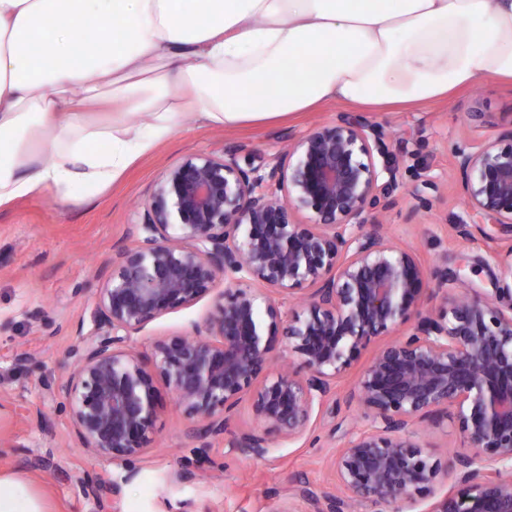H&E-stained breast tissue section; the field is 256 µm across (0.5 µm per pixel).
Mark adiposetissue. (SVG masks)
<instances>
[{
  "label": "adipose tissue",
  "mask_w": 512,
  "mask_h": 512,
  "mask_svg": "<svg viewBox=\"0 0 512 512\" xmlns=\"http://www.w3.org/2000/svg\"><path fill=\"white\" fill-rule=\"evenodd\" d=\"M485 80L512 84V0H0V207L96 195L187 117L390 112Z\"/></svg>",
  "instance_id": "adipose-tissue-1"
}]
</instances>
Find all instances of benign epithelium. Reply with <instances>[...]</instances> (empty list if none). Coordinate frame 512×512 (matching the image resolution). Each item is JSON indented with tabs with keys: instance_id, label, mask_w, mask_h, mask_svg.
<instances>
[{
	"instance_id": "obj_1",
	"label": "benign epithelium",
	"mask_w": 512,
	"mask_h": 512,
	"mask_svg": "<svg viewBox=\"0 0 512 512\" xmlns=\"http://www.w3.org/2000/svg\"><path fill=\"white\" fill-rule=\"evenodd\" d=\"M387 138L380 124L339 114L268 169L198 153L163 173L135 242L103 279L92 327L69 350L73 371L42 380L65 396L81 448L112 465L139 458L167 407L159 377L214 436L248 402L255 427L232 447L262 457L270 435L307 438L336 410L338 379L369 349L353 393L368 429L334 460L348 498L304 489L314 512H347L349 498L379 512L428 498L424 512H512V245L494 255L509 275L497 300L448 295L446 273L432 283L379 221L401 168ZM453 169L468 216L512 239V129L457 145ZM429 190L439 185L424 176L409 194L428 209ZM304 284L307 316L287 331L298 369L276 371L283 308ZM221 286L204 323L149 354L134 347L150 322ZM444 415L472 448L448 470L412 439L415 422Z\"/></svg>"
}]
</instances>
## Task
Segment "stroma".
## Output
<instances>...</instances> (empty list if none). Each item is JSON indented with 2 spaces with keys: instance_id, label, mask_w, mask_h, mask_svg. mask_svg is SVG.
<instances>
[{
  "instance_id": "stroma-1",
  "label": "stroma",
  "mask_w": 512,
  "mask_h": 512,
  "mask_svg": "<svg viewBox=\"0 0 512 512\" xmlns=\"http://www.w3.org/2000/svg\"><path fill=\"white\" fill-rule=\"evenodd\" d=\"M360 109L331 103L265 125L211 128L184 120L168 140L139 158L99 194L61 201L40 196L0 208V475H17L43 503L44 512H307L294 497L299 487L340 494L333 455L366 429L351 394L369 354L361 352L338 381L335 417L318 425L316 442L272 438L266 455L254 457L226 440L196 438L183 411L161 415L156 440L127 470L101 467L76 448L65 399L44 389L43 376L66 377L68 352L79 325L90 324L103 271L115 253L136 239L139 211L161 175L193 153L237 152L240 164L261 166L287 152L299 135L337 114ZM371 120L404 138L403 187L384 222L393 242L416 250L430 279L447 275L452 294L492 298L503 271L492 256L494 225H471L470 237L456 226L465 214L453 171L457 144L479 134L512 129V85L492 80L460 91L451 101L399 112H374ZM433 176L441 196L430 210L418 209L407 193L417 175ZM214 296L149 323L133 342L150 351L156 338L203 322ZM28 356L17 366L16 355ZM415 439L441 463L467 443L456 421L415 425ZM118 488L99 489L100 476Z\"/></svg>"
}]
</instances>
